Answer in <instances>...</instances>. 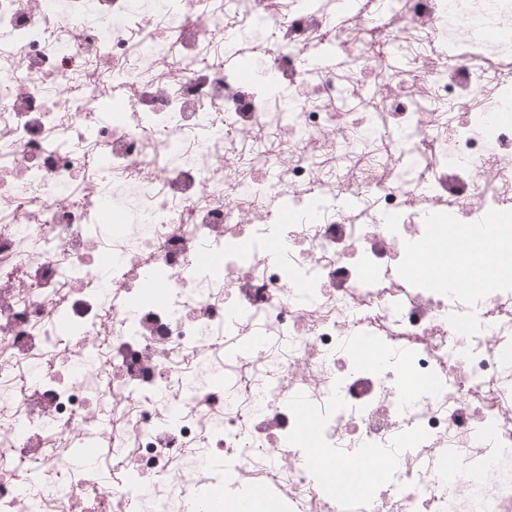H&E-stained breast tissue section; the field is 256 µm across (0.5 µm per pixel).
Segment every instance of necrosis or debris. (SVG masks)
I'll return each instance as SVG.
<instances>
[{"label":"necrosis or debris","instance_id":"1","mask_svg":"<svg viewBox=\"0 0 512 512\" xmlns=\"http://www.w3.org/2000/svg\"><path fill=\"white\" fill-rule=\"evenodd\" d=\"M469 2L384 0L377 28L350 15L334 31L340 0H169L159 32L138 0H0V512H109L117 495L172 512L226 481L275 489L284 512H448L451 498L502 512L512 285H423L397 265L433 231L414 207L512 241V120L496 118L512 65L439 35ZM240 25L267 36L247 78L216 45ZM319 49L346 70L301 69ZM353 96L361 111H345ZM264 124L273 146L247 139ZM338 194L350 205L329 213ZM361 335L377 343L368 366L351 359ZM428 376L436 388L408 396ZM307 409L338 466L400 448V488H327L292 445ZM88 440L122 459L120 486L75 461ZM197 444L226 473L201 468ZM450 457L479 479L445 483Z\"/></svg>","mask_w":512,"mask_h":512}]
</instances>
